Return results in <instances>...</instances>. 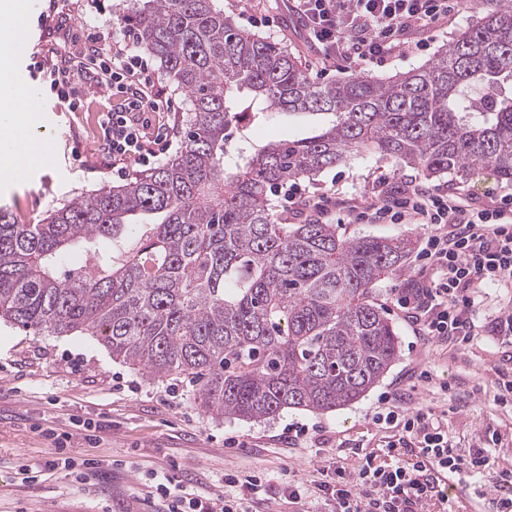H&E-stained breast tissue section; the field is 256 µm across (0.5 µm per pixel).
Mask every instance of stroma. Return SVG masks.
I'll list each match as a JSON object with an SVG mask.
<instances>
[{
	"label": "stroma",
	"mask_w": 512,
	"mask_h": 512,
	"mask_svg": "<svg viewBox=\"0 0 512 512\" xmlns=\"http://www.w3.org/2000/svg\"><path fill=\"white\" fill-rule=\"evenodd\" d=\"M121 0H59L58 27L25 26L23 51L14 53L13 83L0 86V98L24 81L46 115L35 136L46 143L53 162L46 167L0 178V207L19 222L35 224L76 195L104 186H117L142 172L128 161L113 165L102 158L98 117L104 98L88 94L82 111L48 94L35 64H49L50 49L83 57L87 38L102 21L117 18ZM287 0H224V12L248 32L288 48L310 77H317V55L305 41ZM487 7V0H460L459 11L442 27L419 34L422 46L383 66L337 62L329 80L351 75L386 78L435 58ZM266 24H257V17ZM319 115L287 117L270 113L233 133L231 149L244 143L264 144L285 136L304 137L323 124ZM414 183L446 189L473 210L491 209L512 184L482 173L468 181L427 180L420 170L378 155H354L300 185L311 194L335 197L337 205L324 217L345 238L409 237L423 246L427 229L419 224H367L354 220L347 201L380 189ZM417 259L382 279L374 300L380 304L398 335L399 354L385 377L357 402L320 414L286 410L275 418L243 421L215 420L194 400L193 383L184 378L152 381L111 359L94 337L37 336L0 324V512H160L154 477L174 471L189 492H222L224 475L252 471L269 479L277 512H336V503L319 496L321 479L337 481L353 471L365 455L385 457L393 430L375 417L387 413L391 399L413 389L412 406L432 409L448 442L460 453L486 449V461L471 477L448 475V500L434 512H493L490 496L503 470L512 468V407L496 399L499 382L512 376V340L500 336L502 318L512 314V285L488 284L474 295L470 315L476 335L464 349L419 338L417 327L395 303L401 292L421 282ZM429 373L430 382L419 381ZM101 421L107 428L86 436L81 424ZM308 429L305 447L288 443L289 425ZM70 433L68 455L90 460L82 474L63 468L47 470L55 459L54 438ZM499 443H492V435ZM328 474H320L321 466ZM37 472V482L24 480V470ZM300 487L307 504H295L288 490Z\"/></svg>",
	"instance_id": "1"
}]
</instances>
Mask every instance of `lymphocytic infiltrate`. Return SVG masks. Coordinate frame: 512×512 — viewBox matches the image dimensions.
<instances>
[{
    "label": "lymphocytic infiltrate",
    "mask_w": 512,
    "mask_h": 512,
    "mask_svg": "<svg viewBox=\"0 0 512 512\" xmlns=\"http://www.w3.org/2000/svg\"><path fill=\"white\" fill-rule=\"evenodd\" d=\"M308 39L322 66L338 61L382 63L401 54L411 42L409 30L437 26L454 10L452 0H293ZM112 52L87 51L88 85L119 94V107L103 115L104 155L113 161L127 158L150 162L172 144L170 132L149 139L144 131L148 113L172 107L164 85L138 49L130 25L113 31ZM355 219L389 224H426L430 230L422 250L423 269L435 273L430 284H416L398 298L426 339L463 347L473 338L468 317L470 290L485 283L512 282V193L501 196L497 207L472 211L453 195L409 185L382 190L350 204ZM392 428L417 440L421 451L415 460L390 466L365 459L337 485H322L325 497L334 500L337 512H428L432 486L427 471L479 472L485 462L483 449L456 452L432 410L389 412ZM225 492L197 497L181 489L173 473L163 474L156 493L163 512H256L271 503L266 478L235 473L224 477Z\"/></svg>",
    "instance_id": "lymphocytic-infiltrate-1"
}]
</instances>
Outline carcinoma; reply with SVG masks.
I'll use <instances>...</instances> for the list:
<instances>
[{"instance_id": "1", "label": "carcinoma", "mask_w": 512, "mask_h": 512, "mask_svg": "<svg viewBox=\"0 0 512 512\" xmlns=\"http://www.w3.org/2000/svg\"><path fill=\"white\" fill-rule=\"evenodd\" d=\"M493 2L419 67L319 84L286 48L240 29L223 0H123L140 47L189 97L181 149L37 224L0 207V321L84 332L151 380L183 376L218 420L328 413L358 400L398 357L372 295L414 242L280 222L269 193L352 154L388 155L429 178L487 169L512 183V5ZM263 112L329 121L252 148L242 166L224 160L232 129ZM100 240L119 255L95 252L86 269L61 272Z\"/></svg>"}]
</instances>
